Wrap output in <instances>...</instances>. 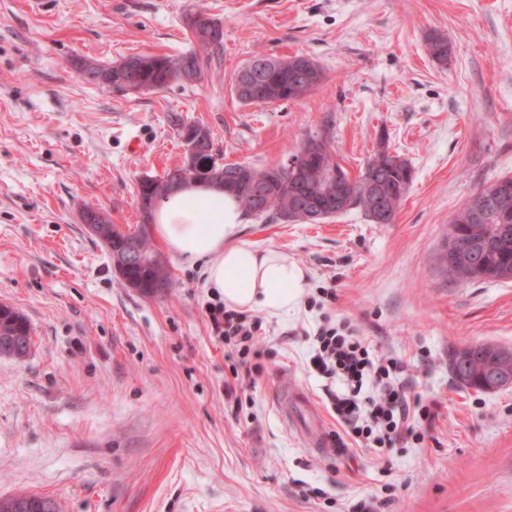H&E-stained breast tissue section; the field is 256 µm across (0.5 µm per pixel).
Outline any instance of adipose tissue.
Instances as JSON below:
<instances>
[{
	"mask_svg": "<svg viewBox=\"0 0 512 512\" xmlns=\"http://www.w3.org/2000/svg\"><path fill=\"white\" fill-rule=\"evenodd\" d=\"M243 211L223 190L194 184L169 195L154 226L171 255L203 267L206 285L227 309L281 315L295 309L306 281L304 269L282 252L242 242Z\"/></svg>",
	"mask_w": 512,
	"mask_h": 512,
	"instance_id": "obj_1",
	"label": "adipose tissue"
}]
</instances>
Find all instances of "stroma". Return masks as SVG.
Wrapping results in <instances>:
<instances>
[{"instance_id": "obj_1", "label": "stroma", "mask_w": 512, "mask_h": 512, "mask_svg": "<svg viewBox=\"0 0 512 512\" xmlns=\"http://www.w3.org/2000/svg\"><path fill=\"white\" fill-rule=\"evenodd\" d=\"M224 23L204 81L117 93L82 61L190 48L183 18ZM439 33L447 65L429 55ZM322 69L297 102L241 104L235 72L255 55ZM206 126L226 163H288L327 137L350 178L379 150L414 182L390 224L359 209L319 224L247 216L243 242L307 272L304 302L261 314L262 371L238 383L211 335L215 292L175 259V283L126 287L81 220L142 224L141 176L181 165L171 116ZM512 175V0H0V304L27 318V358L0 357V496L38 493L63 512H512V386L460 388L456 346L512 347V281H449L448 219ZM336 298L310 307L322 289ZM402 360L433 417L422 441L347 445L327 456L281 420L289 384L339 427L306 362L323 314Z\"/></svg>"}]
</instances>
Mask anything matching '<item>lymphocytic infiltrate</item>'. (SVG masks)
Here are the masks:
<instances>
[{
	"label": "lymphocytic infiltrate",
	"mask_w": 512,
	"mask_h": 512,
	"mask_svg": "<svg viewBox=\"0 0 512 512\" xmlns=\"http://www.w3.org/2000/svg\"><path fill=\"white\" fill-rule=\"evenodd\" d=\"M210 330L231 354L253 359L261 370V322L245 313L226 309L223 301L209 303ZM309 368L324 381V392L336 422L354 444L390 448L414 436L411 412L430 416L404 382L403 363L376 355L359 327L342 322L318 325L311 341Z\"/></svg>",
	"instance_id": "1"
}]
</instances>
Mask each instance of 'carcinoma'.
<instances>
[{"label":"carcinoma","instance_id":"1","mask_svg":"<svg viewBox=\"0 0 512 512\" xmlns=\"http://www.w3.org/2000/svg\"><path fill=\"white\" fill-rule=\"evenodd\" d=\"M186 27L191 31L198 49L177 56L139 53L123 57L120 60L97 64L84 62L81 74L88 83L105 87L99 82L96 73L111 70L112 80L121 77L127 79L135 92L163 90L181 82L178 76L183 66H189L201 81L210 70L212 62L220 60V48L224 40L214 36L215 29L224 28V24L204 13L189 14L184 18ZM428 52L439 65L448 62L450 46L448 39L438 33L427 39ZM248 72L249 86H232L236 98L244 105L287 104L296 102L310 94L320 83L322 71L313 59L304 55L269 57L255 55L243 64L234 78ZM315 139L305 140L298 154L307 155L299 163H290L273 167L258 168L248 165L246 175L240 179L239 190L233 193L245 214L269 215L286 223H300L298 205L308 200L318 206L330 218L336 213L350 208H360L376 224H390L414 181V169L411 164L388 152H378L380 161L370 160L363 175L356 181L344 176L347 192L336 185L333 172L341 170L331 148L315 149L307 154L305 149ZM265 187L266 193L261 204L252 201L254 185ZM508 196L512 199V176L504 175L490 185L479 189L448 221L447 238L462 239L472 244L469 262L456 257L442 258L443 270L448 280L458 282L495 281L497 270L512 266V208L507 217H481L485 211L497 212L492 202ZM143 252L156 257L155 263L144 268L139 265L130 267L127 278L131 285L146 296L155 295L154 285L172 287L167 263L152 247L150 234L145 232L139 240ZM17 336H31V327L26 318L12 307L3 306L0 310V341L8 342ZM459 349L454 348L448 354V368L453 378L465 388L480 390L489 375L495 371L494 358L489 354L477 353V368L467 380L458 378L454 363Z\"/></svg>","mask_w":512,"mask_h":512}]
</instances>
